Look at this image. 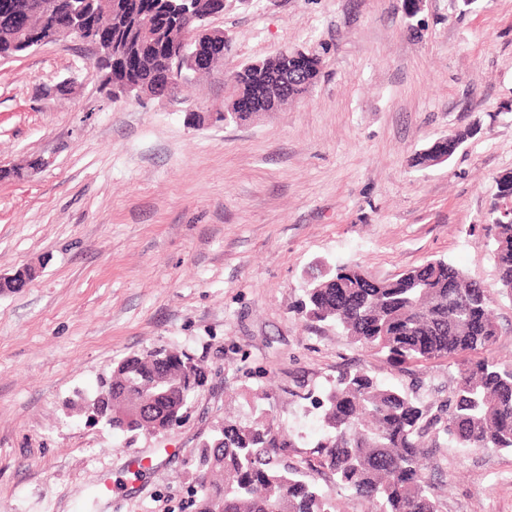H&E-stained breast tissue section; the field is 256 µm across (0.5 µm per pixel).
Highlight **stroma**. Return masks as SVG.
I'll list each match as a JSON object with an SVG mask.
<instances>
[{"label":"stroma","mask_w":512,"mask_h":512,"mask_svg":"<svg viewBox=\"0 0 512 512\" xmlns=\"http://www.w3.org/2000/svg\"><path fill=\"white\" fill-rule=\"evenodd\" d=\"M224 72L165 97L107 99L93 51L58 42L0 60V512H191V456L241 391H264L310 456L323 436L310 399L364 369L439 408L447 361H387L295 310L318 261L392 279L445 258L493 298L495 359L512 363L487 222L512 172V0H228ZM302 50L320 76L301 100L243 123L187 125L232 95L248 61ZM471 129L446 162L417 154ZM182 350L206 382L175 430L134 442L80 410L114 362ZM426 473L443 512H512V454L442 442ZM144 460L133 481L129 456ZM115 484L94 498L102 474Z\"/></svg>","instance_id":"1"}]
</instances>
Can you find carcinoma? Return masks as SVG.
Segmentation results:
<instances>
[{
  "label": "carcinoma",
  "mask_w": 512,
  "mask_h": 512,
  "mask_svg": "<svg viewBox=\"0 0 512 512\" xmlns=\"http://www.w3.org/2000/svg\"><path fill=\"white\" fill-rule=\"evenodd\" d=\"M225 0H187L200 17L224 13ZM182 0H131L124 18L104 17L101 34L122 44L116 72L129 83L163 86L175 78L164 64L170 23ZM149 17L141 31L136 17ZM279 57L243 65L231 75L238 92L269 112L310 91L281 85ZM493 259L501 292L512 296V224L495 225ZM492 300L480 282L445 259L431 260L395 279L378 280L356 264L334 265L304 288L297 311L343 329L354 345L397 362L446 360L457 368L455 390L443 414L430 415L414 392L385 384L364 370L346 371L314 401L325 434L313 445L318 467L347 492L333 500L302 466L288 462L295 444L252 393L248 412L224 416L221 441L209 438L193 453L195 512H442L439 488L421 460L423 437L441 425L459 448L512 453V364L491 356L497 326ZM189 357L160 348L129 354L100 383L103 404L148 397L155 380L172 385L142 413L112 420V431L134 440L153 435L183 414L204 374Z\"/></svg>",
  "instance_id": "obj_1"
}]
</instances>
